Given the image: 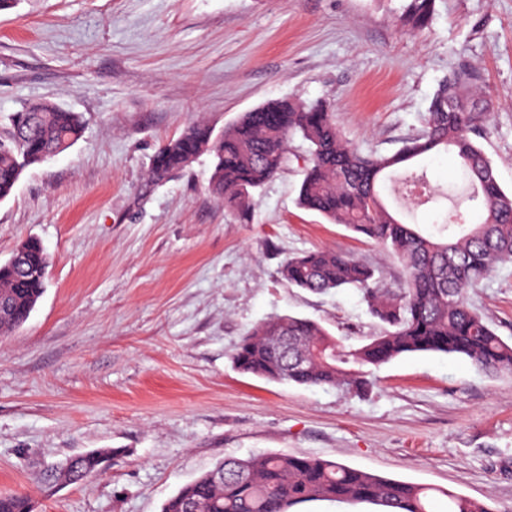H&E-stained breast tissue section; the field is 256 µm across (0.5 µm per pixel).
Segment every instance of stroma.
I'll list each match as a JSON object with an SVG mask.
<instances>
[{
    "label": "stroma",
    "instance_id": "1",
    "mask_svg": "<svg viewBox=\"0 0 512 512\" xmlns=\"http://www.w3.org/2000/svg\"><path fill=\"white\" fill-rule=\"evenodd\" d=\"M405 0H16L0 11V120L50 102L82 137L29 167L0 202V262L33 238L48 258L29 319L0 336V493L36 512H161L224 458L307 455L512 512V376L413 353L374 368L363 396L238 371L256 323L289 314L357 347L380 335L358 290L290 286L288 257L332 249L401 268L380 245L297 203L308 156L255 196L243 222L209 191L211 158L164 177L153 159L203 123L222 130L281 98L324 99L343 137L392 153L421 130L439 82L481 76L479 145L512 192V0H435L419 33ZM469 303L512 342V264ZM117 448L80 484L55 473Z\"/></svg>",
    "mask_w": 512,
    "mask_h": 512
}]
</instances>
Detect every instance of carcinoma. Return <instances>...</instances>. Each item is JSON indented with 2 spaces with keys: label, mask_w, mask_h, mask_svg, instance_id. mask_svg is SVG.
<instances>
[{
  "label": "carcinoma",
  "mask_w": 512,
  "mask_h": 512,
  "mask_svg": "<svg viewBox=\"0 0 512 512\" xmlns=\"http://www.w3.org/2000/svg\"><path fill=\"white\" fill-rule=\"evenodd\" d=\"M434 3L406 0L398 25L423 30ZM478 82V72L470 68L440 82L425 127L390 154L366 155L345 141L327 101L290 99L245 112L218 134L208 125H192L160 148L153 164L158 176L182 171L198 156L212 154V195L246 219L253 192L282 170L288 142L299 136L309 144V158L298 204L385 247L403 269L399 287L381 288L375 269L340 251L288 258L281 269L288 283L313 293L355 288L389 329L364 345L346 348L311 320L278 315L257 323L242 338L234 355L240 371L270 381L341 387L357 395L371 389L362 367L410 353L462 357L489 374L512 375V344L466 299L496 265L512 262V193L501 188L492 161L475 141L484 110ZM82 130L78 113L48 103L26 106L0 123V201L11 195L28 167L68 150ZM441 151L454 153L465 174L462 201L469 209L450 210L453 220L443 205L445 197L430 188L426 171L409 169ZM388 182L423 186L424 198L413 206L439 212L436 232L424 234L389 209L383 197ZM45 254L38 240L28 239L0 263V333L22 326L43 295ZM108 456L112 451L75 456L58 479L78 483L96 476ZM430 492L429 487L319 457L252 453L226 458L183 485L161 512H294V507L315 501L369 503L377 512H433ZM443 495L447 512H494L449 490ZM0 512H34V506L24 493H0Z\"/></svg>",
  "instance_id": "carcinoma-1"
}]
</instances>
